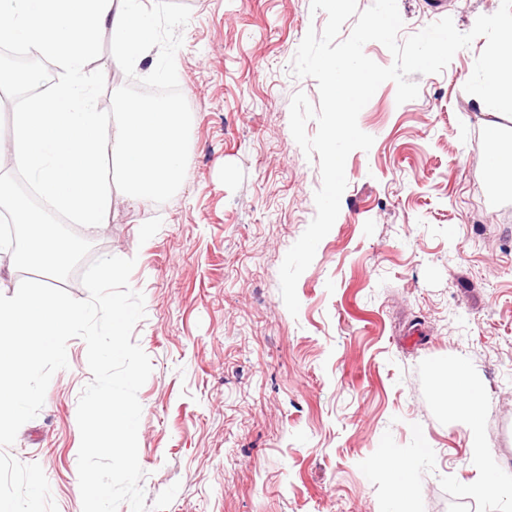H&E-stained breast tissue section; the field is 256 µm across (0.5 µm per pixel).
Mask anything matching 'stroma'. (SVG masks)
I'll return each instance as SVG.
<instances>
[{
	"label": "stroma",
	"instance_id": "obj_1",
	"mask_svg": "<svg viewBox=\"0 0 512 512\" xmlns=\"http://www.w3.org/2000/svg\"><path fill=\"white\" fill-rule=\"evenodd\" d=\"M175 62L192 114L186 176L169 201L112 196L106 224L79 228L91 258L135 259L145 316L132 332L152 372L138 392L147 503L167 512H512V191L492 189L489 122L512 116L468 94L476 38L443 72L413 74L416 99L379 86L358 116L340 213L296 292L287 251L316 213L322 179L289 126L290 102L320 101L291 67L327 15L310 0H185ZM397 0L408 37L442 18L469 32L501 0ZM39 414L8 453L39 464L58 512H82L77 407L91 381L84 340L67 344ZM466 362L482 395L488 462L436 395ZM415 459L409 504L382 449Z\"/></svg>",
	"mask_w": 512,
	"mask_h": 512
}]
</instances>
